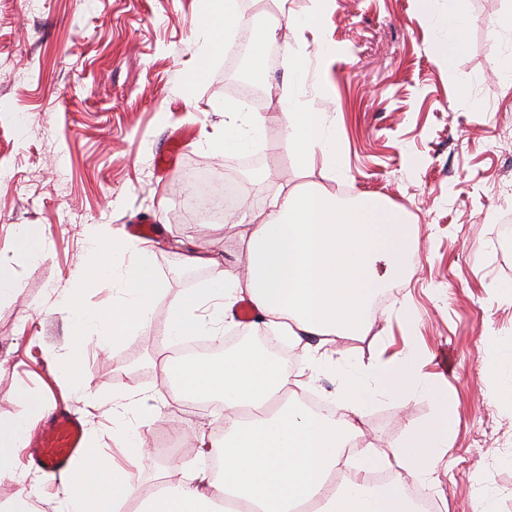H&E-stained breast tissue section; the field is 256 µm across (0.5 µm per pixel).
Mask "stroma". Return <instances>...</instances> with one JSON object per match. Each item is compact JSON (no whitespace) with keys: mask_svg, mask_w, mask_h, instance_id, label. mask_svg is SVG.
Masks as SVG:
<instances>
[{"mask_svg":"<svg viewBox=\"0 0 512 512\" xmlns=\"http://www.w3.org/2000/svg\"><path fill=\"white\" fill-rule=\"evenodd\" d=\"M198 0H0V255L16 291L0 298V421L29 413L33 400L64 402L96 436L99 451L125 464L117 435L143 425L161 440L177 425L220 439L224 405L188 408L174 397L158 365L167 319L186 293L208 287L239 265L250 215L285 190L311 187L378 198L411 227L414 270L389 287L366 336L347 355L328 353L312 391L333 403L347 375L383 367L391 351L413 355L419 379L406 404L381 394L363 430L386 451L411 427L435 417L428 379L442 380L452 403L448 451L431 465L426 490L448 512H476L482 499L512 512V413L499 399L486 363L512 343V251L497 254L495 190L512 184V0H333L321 26L266 48L257 109L264 135L242 152L209 141L235 105L228 54L208 61L189 82L204 47L193 20ZM465 19V42L451 59L434 44L449 15ZM329 44L330 58L319 48ZM306 56L309 75L297 94L311 112L336 121L337 169L321 153L298 160L286 141L284 86L288 55ZM183 133L177 163L158 165L168 138ZM204 170L234 179L240 205L232 220L188 219L185 178ZM150 224V256L161 290L150 328L108 349L88 344L81 388L60 367L72 339L66 298L95 259V240ZM45 233L48 248L15 256L20 231ZM200 246L213 264L188 266L170 253ZM454 355L441 367L437 352ZM198 448L131 467L141 496L164 475L211 471ZM29 512H58L63 480L25 473Z\"/></svg>","mask_w":512,"mask_h":512,"instance_id":"obj_1","label":"stroma"}]
</instances>
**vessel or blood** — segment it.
<instances>
[{"label": "vessel or blood", "instance_id": "obj_1", "mask_svg": "<svg viewBox=\"0 0 512 512\" xmlns=\"http://www.w3.org/2000/svg\"><path fill=\"white\" fill-rule=\"evenodd\" d=\"M84 447V426L66 409H57L30 433L25 454L32 466L51 473L64 472Z\"/></svg>", "mask_w": 512, "mask_h": 512}]
</instances>
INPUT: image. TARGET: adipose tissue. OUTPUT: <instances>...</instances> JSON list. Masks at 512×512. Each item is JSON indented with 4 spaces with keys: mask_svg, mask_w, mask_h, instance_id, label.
<instances>
[{
    "mask_svg": "<svg viewBox=\"0 0 512 512\" xmlns=\"http://www.w3.org/2000/svg\"><path fill=\"white\" fill-rule=\"evenodd\" d=\"M194 25L209 57L223 52L227 33L249 28L257 73L266 44L277 37L275 29L248 27L232 0H201ZM287 116L288 146L298 158L316 148L329 167L340 164V143L326 130L325 113L305 111L292 97ZM264 127L261 114L239 105L227 108L223 143L247 150ZM252 221L247 276L228 272L209 288L186 294L166 324L167 340L199 335L206 322L198 311L208 302L223 300L229 311L246 298L276 335L302 344L304 355L295 373L275 369L263 383L255 377L258 357L246 350L203 361L166 362V379L175 395L223 401L222 441L196 438L201 453L215 456L222 467L211 477L189 473L164 479L143 499L140 512H299L306 503L313 512H415L402 482L374 487L369 477L394 467L416 480L430 477V464L451 434L447 391L435 383L426 385L439 414L414 425L408 439L390 452L350 445L361 436L364 415L379 390L405 401L407 389L418 380L412 357L349 378L339 394V419L316 415L298 401L311 386L318 348L366 335L374 295L411 267L414 248L399 212L372 197L343 203L327 192L292 190L273 198ZM157 292L153 267L143 253L126 266L124 295L111 309L91 312L70 297L66 311L74 347L83 349L93 338L115 344L147 326ZM50 410V403L40 400L30 415L0 423V479L15 477L19 448L35 419ZM64 483L62 512H115L118 503L136 492L130 473L100 455L91 439Z\"/></svg>",
    "mask_w": 512,
    "mask_h": 512,
    "instance_id": "obj_1",
    "label": "adipose tissue"
}]
</instances>
